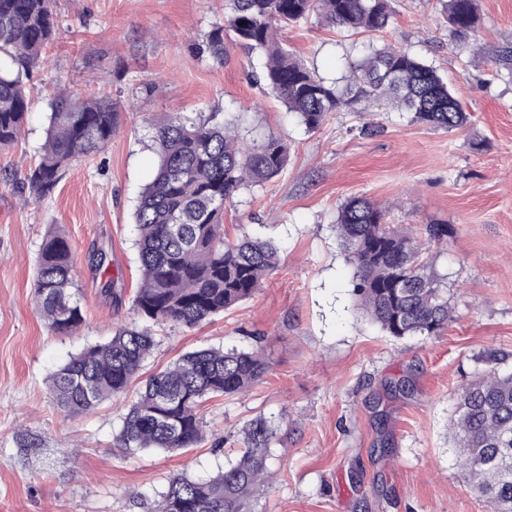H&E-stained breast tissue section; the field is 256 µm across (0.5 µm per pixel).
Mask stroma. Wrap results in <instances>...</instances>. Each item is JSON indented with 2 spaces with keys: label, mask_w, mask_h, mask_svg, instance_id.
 <instances>
[{
  "label": "stroma",
  "mask_w": 512,
  "mask_h": 512,
  "mask_svg": "<svg viewBox=\"0 0 512 512\" xmlns=\"http://www.w3.org/2000/svg\"><path fill=\"white\" fill-rule=\"evenodd\" d=\"M52 7L55 37L26 83V135L0 149V174L8 176L0 181V512H149L136 491H162L176 473H217L257 418L275 425L276 438L271 481L249 498L248 512H491L461 471L448 424L475 378L494 366L512 370V71L496 61L512 44V0H478V57L450 42L437 0H394L389 26L375 35L314 20L285 32L289 49L330 82L374 46L433 65L470 115L453 132L366 101L307 131L251 81L243 49L230 48L221 64L193 54L191 43L223 19L224 0ZM61 85L80 98L112 100L120 121L103 152L74 163L50 195L26 205L20 195ZM233 112L247 115L245 139L277 136L290 146L283 172L224 212L237 234L273 242L280 266L224 315L194 329L157 327L143 372L211 346H262L269 369L249 391L205 404L200 447L130 455L115 437L131 395L70 417L55 405L49 377L137 320L131 304L115 310L99 296L87 257L94 244H111L108 274L134 294L132 214L157 170L154 125ZM354 197L388 205L392 224L447 225V246L427 254L447 279L453 310L439 335L395 338L358 308L336 234L337 213ZM55 232L79 270L85 323L73 336L45 327L33 294L39 250ZM401 379L408 391H391Z\"/></svg>",
  "instance_id": "obj_1"
}]
</instances>
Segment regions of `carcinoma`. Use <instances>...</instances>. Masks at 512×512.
Listing matches in <instances>:
<instances>
[{
    "mask_svg": "<svg viewBox=\"0 0 512 512\" xmlns=\"http://www.w3.org/2000/svg\"><path fill=\"white\" fill-rule=\"evenodd\" d=\"M449 38L479 53L476 0H440ZM319 15L330 26L379 33L393 12L390 0H224V19L192 43L194 55L224 64V36L259 63L251 78L294 113L307 131L331 112L363 100L412 114L448 131L468 122L455 91L436 69L405 50L375 47L344 77L338 90L318 78L282 43V31ZM52 0H0V148L25 135L31 100L25 80L53 40ZM120 112L110 100L76 99L59 90L50 102L43 155L26 177L34 198L47 195L73 162L102 152ZM233 121L175 117L154 127L159 165L133 213L139 282L133 309L141 324L122 327L88 345L51 375L58 408L83 415L127 391L149 358L153 327L193 328L251 298L279 266L278 248L246 236L228 238L224 211L241 190L261 187L287 165L289 147L270 136L248 143L231 134ZM353 266L352 287L368 318L397 338L437 336L452 320L448 286L423 260V251L448 243V225L428 224L420 240L388 223V209L363 198L344 203L336 218ZM88 264L104 278L101 294L120 307L124 292L108 276L112 252L97 248ZM77 270L68 240L48 236L37 259L36 305L46 327L72 336L84 325ZM268 370L260 351L208 347L180 355L151 375L131 402L116 440L131 453H180L205 441L200 410L216 396L247 391ZM449 432L462 465L493 512H512V373L491 370L459 395ZM275 428L259 418L242 430L235 459L213 476L174 474L153 497V512H245L251 492L268 474Z\"/></svg>",
    "mask_w": 512,
    "mask_h": 512,
    "instance_id": "carcinoma-1",
    "label": "carcinoma"
}]
</instances>
